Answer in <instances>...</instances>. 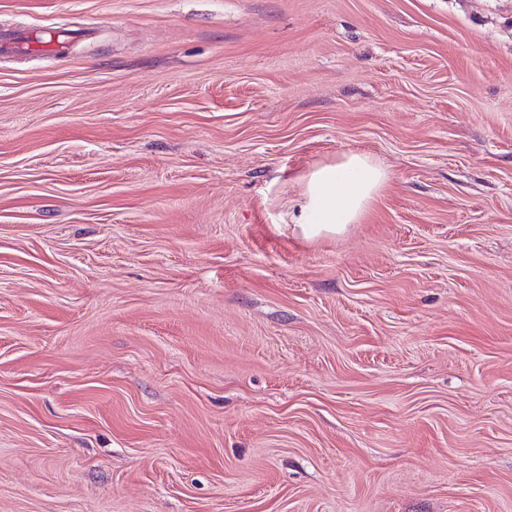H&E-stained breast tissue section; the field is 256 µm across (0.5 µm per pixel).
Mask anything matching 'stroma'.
Wrapping results in <instances>:
<instances>
[{
    "instance_id": "35a3bbf8",
    "label": "stroma",
    "mask_w": 512,
    "mask_h": 512,
    "mask_svg": "<svg viewBox=\"0 0 512 512\" xmlns=\"http://www.w3.org/2000/svg\"><path fill=\"white\" fill-rule=\"evenodd\" d=\"M0 512H512V0H0ZM391 179L316 242L312 166ZM69 35L55 29L28 30L16 38L2 42V49L23 52H57Z\"/></svg>"
}]
</instances>
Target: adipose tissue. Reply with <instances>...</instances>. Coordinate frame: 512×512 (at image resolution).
Instances as JSON below:
<instances>
[{
	"label": "adipose tissue",
	"instance_id": "obj_1",
	"mask_svg": "<svg viewBox=\"0 0 512 512\" xmlns=\"http://www.w3.org/2000/svg\"><path fill=\"white\" fill-rule=\"evenodd\" d=\"M389 181L385 168L361 152L310 170L295 200L292 222L307 240L343 234L360 223Z\"/></svg>",
	"mask_w": 512,
	"mask_h": 512
}]
</instances>
